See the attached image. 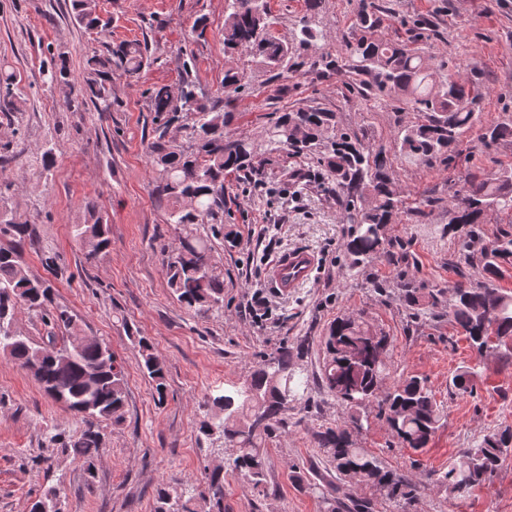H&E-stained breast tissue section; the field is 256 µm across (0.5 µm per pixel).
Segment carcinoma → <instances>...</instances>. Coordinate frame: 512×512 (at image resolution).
I'll return each instance as SVG.
<instances>
[{
  "label": "carcinoma",
  "instance_id": "1",
  "mask_svg": "<svg viewBox=\"0 0 512 512\" xmlns=\"http://www.w3.org/2000/svg\"><path fill=\"white\" fill-rule=\"evenodd\" d=\"M224 19V52L232 57L245 51L273 77H283L299 65L301 50L315 41L313 17L322 0H304L305 14L300 29L287 42L270 30L267 0H227ZM356 21L345 41V57L329 55L308 60L318 73L337 66L347 69L352 86L385 105H404L416 113L413 124L398 129L399 153L429 168L448 170V182L455 181L459 147L479 119L483 93L479 85L461 83L444 75L448 63H437L409 48L404 41L379 34L384 22L378 0H360ZM74 20L89 31L106 30L108 23L97 14L95 0H73ZM148 61V47L137 40L106 47V51L85 60L83 82L75 85L66 59L50 58L47 84L64 94L67 110L79 112L92 103L101 114L112 112V74L118 69L125 77L139 76ZM16 76L0 69V112L17 110ZM247 87L245 73L238 66L224 69V102L238 99ZM151 111L171 123L183 112L195 115L187 127L188 146L158 136L148 146L157 171L154 191L171 202L170 219L180 230V246L164 254L167 284L177 300L189 311L205 315L224 307V274L212 260L209 237L197 234L198 224L224 223V178L247 172L256 157L254 143L247 137H231L228 128L236 113L221 111L199 102L193 82L173 94L166 86L150 91ZM485 145L512 140V117L481 129ZM270 152L288 148L315 160L336 186L351 231L345 243L351 267L360 268L383 257L396 269L392 284L375 281L383 293L395 289L412 322L443 313V291L421 288L406 274L411 255L404 243L385 237L384 229L398 223L404 213L414 223H426L441 199L426 190L406 204L395 181L392 162L383 149L372 150L364 134L342 128L336 113L322 108H298L281 113L266 131ZM12 182H0V353L30 373L44 393L63 404L78 420L75 430L65 433L44 430V439L63 456L81 463L88 476L94 475L97 459L105 445L102 424H119L124 417L127 381L124 367L109 346L92 337L81 336L76 316L54 304L52 285L32 276L21 260L22 248L32 240V225L3 208ZM86 219L73 225V236L86 256L95 259L111 246L109 228L93 202L85 205ZM448 235L461 245L460 260L477 265L476 274L459 273L448 304V322L463 335L478 354L493 353L503 365H512V291L499 280L512 268V231L503 229L479 251L472 244L483 238V225L501 223L512 217V169L496 178L478 168L467 169L462 184L448 201ZM25 310L38 317L46 330L36 342L16 326V314ZM138 367L155 385L158 400H164L165 375L162 362L151 342L136 336ZM326 359L319 385L347 409L343 423L313 432L328 469L337 483H307L294 476L302 487L318 495L323 512H338L341 486L369 491L389 500H412L417 485L386 469L382 462L357 446L350 428H363L360 409L377 402L379 414L404 448L423 452L443 418L442 405L426 382L411 376L392 387L383 381L389 372L388 337L377 334L362 315L334 320L324 337ZM305 344H286L258 362L243 386L217 388L206 394L207 417L199 433L209 442L214 463L204 467L202 481L173 487L163 483L156 491L154 512H224V468L238 473L254 489L265 485V459L261 444L272 437L284 420L291 402L310 401V384L298 370L297 361ZM475 369L469 367L452 378L460 393L471 390ZM267 418L255 424L257 415ZM238 449L226 461L224 449ZM512 450V429L485 435L448 470L429 477L455 497L465 490L491 482L505 453ZM57 486L47 487L31 502L29 512H55Z\"/></svg>",
  "mask_w": 512,
  "mask_h": 512
}]
</instances>
